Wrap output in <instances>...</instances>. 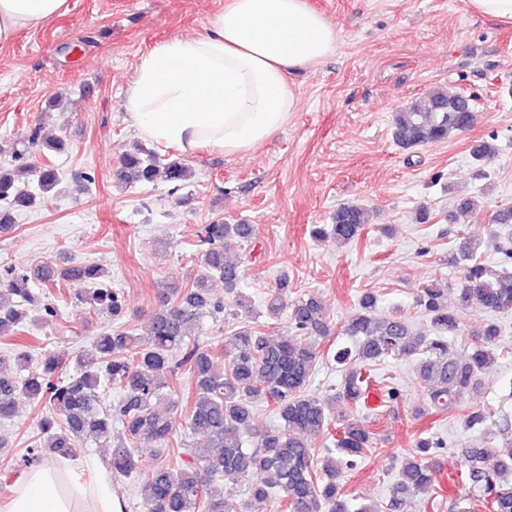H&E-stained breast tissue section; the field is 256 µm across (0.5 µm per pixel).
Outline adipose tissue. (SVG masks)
I'll list each match as a JSON object with an SVG mask.
<instances>
[{
    "label": "adipose tissue",
    "instance_id": "ef3b65f1",
    "mask_svg": "<svg viewBox=\"0 0 512 512\" xmlns=\"http://www.w3.org/2000/svg\"><path fill=\"white\" fill-rule=\"evenodd\" d=\"M67 0H0V45L62 14ZM338 42L306 0H227L203 32L144 54L126 108L146 139L185 154H244L283 129L296 108L290 73L315 68ZM42 462L0 496V512H124L106 473L71 480Z\"/></svg>",
    "mask_w": 512,
    "mask_h": 512
}]
</instances>
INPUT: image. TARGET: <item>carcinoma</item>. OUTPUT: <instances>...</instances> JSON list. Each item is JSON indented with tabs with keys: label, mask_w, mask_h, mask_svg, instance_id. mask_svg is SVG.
Here are the masks:
<instances>
[{
	"label": "carcinoma",
	"mask_w": 512,
	"mask_h": 512,
	"mask_svg": "<svg viewBox=\"0 0 512 512\" xmlns=\"http://www.w3.org/2000/svg\"><path fill=\"white\" fill-rule=\"evenodd\" d=\"M473 99L460 91L437 87L421 102L407 103L391 114L395 142L404 150H416L445 142L475 123ZM497 136L489 135L470 149L477 163L492 160ZM0 168V233L12 228V214L30 210L60 192L62 179L57 169L24 162ZM180 185L191 178V170L179 159L161 162L158 154L134 144L127 149L116 173L121 184L152 183L158 178ZM372 210L362 202L343 203L328 224L310 226V237L318 242L332 240L341 246L358 239L371 224ZM249 224H205L199 232L203 247L201 265L193 281L184 288L162 289L159 305L150 322L146 340L122 326L93 337L74 358V368H63L62 359L49 355L37 370L22 374L29 353L0 356V421L13 416L16 405L28 400L43 406L39 438L32 442L31 455L48 452L60 459L73 456L76 445L91 437L112 449V472L138 484L144 512H224V492L215 484L229 480L244 487L252 501L276 498L283 512H379L377 505L351 506L342 492L345 474L376 441L375 433L347 414L332 415L333 406L308 390L324 353L323 341L332 332L326 307L318 294H301L288 300L287 279L268 293L265 314L277 319L289 310L291 332L275 339L267 336L252 317L251 305L237 293L242 279V260H230L224 252L229 238L252 236ZM480 244L466 239L459 252L464 277L456 303L489 314L512 313V245L500 249L502 269L495 272L476 258ZM0 279V335H18L27 312L38 309L43 318L58 316L50 298L49 285L62 279L81 289L78 300L98 306L115 320L124 316L120 290L103 281L101 269L72 259L61 266L46 265L37 271L42 288H32L28 271L9 266ZM224 282V291L236 295L241 308L237 323L224 336V372L216 371L210 349L190 334V328L208 314L218 318L224 302L213 297L211 284ZM447 285L432 281L416 299L427 316V334L414 332L399 315H382L372 293H363L342 326V334L353 347L333 355L341 366V380L333 399L352 408L364 406L372 390L380 403L390 406L400 391L389 381H376L371 367L389 357L418 358L417 377L421 388L418 411L439 413L451 409L456 399L474 391L493 371L501 329L497 322H481L472 330L470 352L457 355L448 336L460 331L455 307L448 304ZM187 369L193 386L187 409V429L203 441L188 446L178 468L158 464L143 472L149 457H158L176 440L171 422L158 414L155 405L166 398L167 378ZM121 395L116 409L99 408L96 399L104 390ZM263 403L276 413L278 427L257 434L253 447L244 436L252 434L255 407ZM487 422L481 406L470 408L467 428ZM326 435L333 447L318 460L309 438ZM441 442L421 437L415 452L401 460L397 478L384 506L400 512L409 496L438 482L441 473L435 449ZM464 476L474 495L488 512H512V441L496 448L464 445Z\"/></svg>",
	"instance_id": "cac0c4a2"
}]
</instances>
